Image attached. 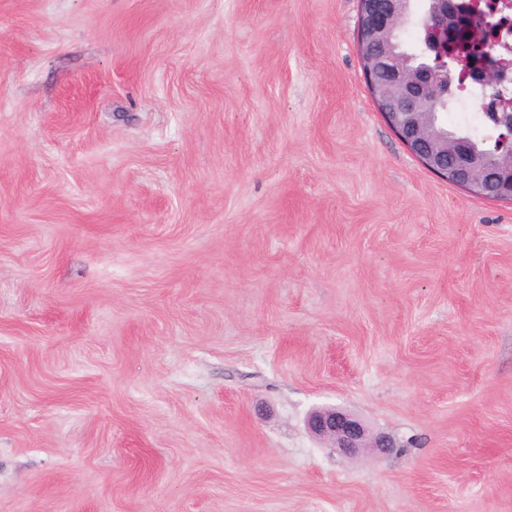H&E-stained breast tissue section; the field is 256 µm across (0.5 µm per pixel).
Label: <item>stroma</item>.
Returning a JSON list of instances; mask_svg holds the SVG:
<instances>
[{
  "instance_id": "obj_1",
  "label": "stroma",
  "mask_w": 512,
  "mask_h": 512,
  "mask_svg": "<svg viewBox=\"0 0 512 512\" xmlns=\"http://www.w3.org/2000/svg\"><path fill=\"white\" fill-rule=\"evenodd\" d=\"M358 18L0 0V512H512V203L408 151ZM306 424L313 437L344 455L366 451L374 456H382L396 447L388 436H371L359 419L340 409L314 411L308 416Z\"/></svg>"
}]
</instances>
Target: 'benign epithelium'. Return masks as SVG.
I'll return each instance as SVG.
<instances>
[{
  "label": "benign epithelium",
  "instance_id": "benign-epithelium-1",
  "mask_svg": "<svg viewBox=\"0 0 512 512\" xmlns=\"http://www.w3.org/2000/svg\"><path fill=\"white\" fill-rule=\"evenodd\" d=\"M408 2L359 0L358 50L371 97L409 152L428 170L474 196L512 203V155L489 164L466 140L442 134L431 108L445 85L443 69L411 68L394 50L393 40L410 16ZM459 11L448 0H436L435 12L426 22L439 64L448 62V47L480 38L477 30L456 22ZM307 429L344 455L366 451L382 456L395 448L392 439L370 435L359 419L336 408L312 412Z\"/></svg>",
  "mask_w": 512,
  "mask_h": 512
}]
</instances>
